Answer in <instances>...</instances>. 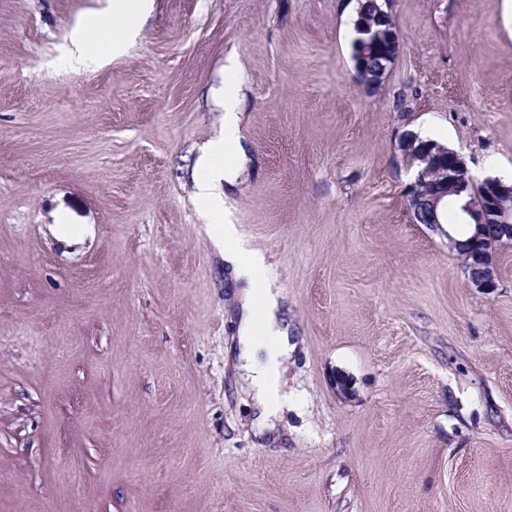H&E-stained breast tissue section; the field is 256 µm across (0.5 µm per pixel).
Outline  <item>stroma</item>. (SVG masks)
Segmentation results:
<instances>
[{"label": "stroma", "instance_id": "1", "mask_svg": "<svg viewBox=\"0 0 512 512\" xmlns=\"http://www.w3.org/2000/svg\"><path fill=\"white\" fill-rule=\"evenodd\" d=\"M0 0V512H512V243L493 290L414 223L403 132L473 183L512 166L501 0H390L368 88L356 0ZM235 61L224 219L295 344L255 427L228 356L240 287L194 195ZM142 1L145 0H115L111 14L91 23L100 37L88 44L77 63L89 67L96 64L103 54L114 52L124 38L135 31L143 8ZM373 1L374 0H357L356 13L354 14V19H356L353 23L355 36L352 40V59L359 78L363 73L368 72L365 75V82H363L366 86H374V84L382 83L387 78L386 73L373 72H377L382 69H386L387 72L390 71V67L394 62L395 57L391 56L388 42L380 43L375 51H367V54H365L364 46L365 50H368L374 44L381 42L384 38L386 41H391L393 43L395 54H398L400 48L397 33L395 29H392L394 28L392 20H389L388 22V26H391L392 28L385 29L374 28V25L371 26V24L368 23L367 27L362 30L363 44L361 43L360 26L370 21L375 24L376 21V16H373L376 11ZM393 32L396 36V40L394 41V37L392 35Z\"/></svg>", "mask_w": 512, "mask_h": 512}]
</instances>
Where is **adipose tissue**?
Wrapping results in <instances>:
<instances>
[{
    "label": "adipose tissue",
    "instance_id": "1",
    "mask_svg": "<svg viewBox=\"0 0 512 512\" xmlns=\"http://www.w3.org/2000/svg\"><path fill=\"white\" fill-rule=\"evenodd\" d=\"M142 8V0H115L113 12L94 22L97 37L79 57V64L94 65L103 54L116 50L124 38L134 32ZM238 96L237 86L225 82L224 129L207 145L203 173L196 178L195 186L196 196L211 220L214 237L224 246L225 263L230 265L234 277L244 283L239 296L237 367L253 393L258 419L266 422L281 407V367L294 345L288 324L281 315L279 293L261 283L262 259L244 256L235 241L233 225L225 223L222 217L223 201L217 186L231 182L236 173L227 158L237 154L240 146Z\"/></svg>",
    "mask_w": 512,
    "mask_h": 512
}]
</instances>
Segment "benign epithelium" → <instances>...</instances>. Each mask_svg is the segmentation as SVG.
I'll list each match as a JSON object with an SVG mask.
<instances>
[{"instance_id":"obj_1","label":"benign epithelium","mask_w":512,"mask_h":512,"mask_svg":"<svg viewBox=\"0 0 512 512\" xmlns=\"http://www.w3.org/2000/svg\"><path fill=\"white\" fill-rule=\"evenodd\" d=\"M394 29L375 28L371 25L363 28L362 42L365 49L374 44L387 40L393 42L394 50H399V40L393 39ZM399 148L405 159L414 165L421 163L417 168L415 181L410 185L407 198L408 203L418 209L425 210L427 219L432 226L441 225L440 210L445 206V198L458 192L457 185L469 184V179L462 158L454 151H442L438 148L428 149L421 145L418 135L407 131L401 135ZM434 183L438 190H429L427 185ZM483 197L480 203L467 202L463 205L460 217L465 223H471L476 218L478 227L488 224L498 225L500 236L512 240V208L506 202L512 200V184L507 185L496 178H487L482 182ZM470 269L476 271L472 279L479 288L491 290L496 287L495 274L490 259L482 256L478 262L471 263Z\"/></svg>"}]
</instances>
